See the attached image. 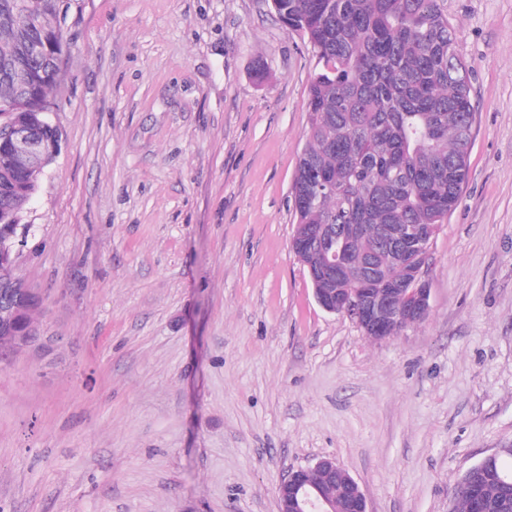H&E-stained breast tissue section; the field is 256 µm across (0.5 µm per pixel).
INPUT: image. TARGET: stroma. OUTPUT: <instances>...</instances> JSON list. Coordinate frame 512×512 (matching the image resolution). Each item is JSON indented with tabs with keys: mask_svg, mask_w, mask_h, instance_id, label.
I'll return each mask as SVG.
<instances>
[{
	"mask_svg": "<svg viewBox=\"0 0 512 512\" xmlns=\"http://www.w3.org/2000/svg\"><path fill=\"white\" fill-rule=\"evenodd\" d=\"M441 7L469 177L426 319L377 342L289 250L307 40L269 0H62V147L17 260L58 341L0 370V512H276L323 457L370 512H454L512 448V0Z\"/></svg>",
	"mask_w": 512,
	"mask_h": 512,
	"instance_id": "stroma-1",
	"label": "stroma"
}]
</instances>
